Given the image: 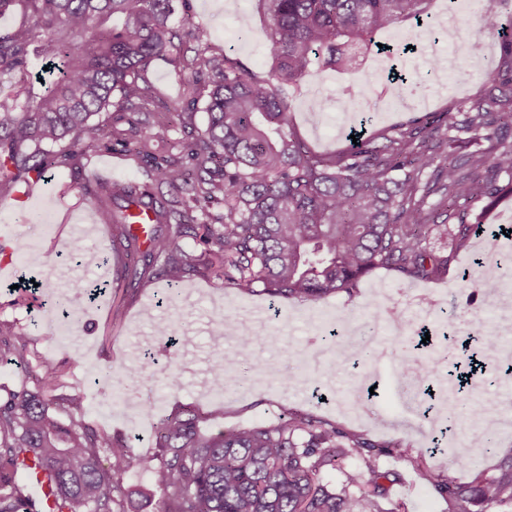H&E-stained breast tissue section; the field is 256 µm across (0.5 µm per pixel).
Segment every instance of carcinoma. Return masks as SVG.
Listing matches in <instances>:
<instances>
[{
  "mask_svg": "<svg viewBox=\"0 0 512 512\" xmlns=\"http://www.w3.org/2000/svg\"><path fill=\"white\" fill-rule=\"evenodd\" d=\"M178 1L0 0V16H23L0 30V196L33 174L81 171L84 149L108 139L144 164L147 181L82 189L119 241L120 259L139 255L128 264L132 279L175 284L202 272L243 292L260 286L300 301L353 289L378 268L438 280L512 197V36L503 39L504 64L483 75L487 91L457 111L426 112L379 139L357 132L349 149L319 153L292 132L278 87L315 66L357 71L381 51L377 33L431 23L429 0H263L273 53L264 79L214 50L205 31L171 26ZM159 56L195 75L164 120L147 108V67ZM410 84L401 71L384 93L401 99ZM372 90L369 79L350 87L345 103ZM159 140L169 141L165 155L155 154ZM140 208L155 218L143 250L131 233ZM468 288L487 300L501 283L476 272ZM218 327L242 358L260 341L231 316ZM343 338L352 359L370 356L363 336ZM28 354L27 333L0 323V361L27 368ZM40 367L34 389L0 398V512H39L28 462L50 479L59 512H128L135 467L152 474L161 512H394L382 500L398 474L378 456L415 453L298 412L206 436L188 407L160 419L153 456L135 458L123 437L86 421L80 395L55 394L61 371L52 361ZM347 459L360 466L344 468ZM336 469L338 492L322 482ZM417 472L448 512L512 504V462L494 475L477 472L469 486L431 467Z\"/></svg>",
  "mask_w": 512,
  "mask_h": 512,
  "instance_id": "1",
  "label": "carcinoma"
}]
</instances>
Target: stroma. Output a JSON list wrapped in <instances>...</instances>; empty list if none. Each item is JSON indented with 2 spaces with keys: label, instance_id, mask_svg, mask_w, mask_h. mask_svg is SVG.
Returning <instances> with one entry per match:
<instances>
[{
  "label": "stroma",
  "instance_id": "stroma-1",
  "mask_svg": "<svg viewBox=\"0 0 512 512\" xmlns=\"http://www.w3.org/2000/svg\"><path fill=\"white\" fill-rule=\"evenodd\" d=\"M469 19L476 55L484 68L502 61V37L498 28L485 26V17L505 19L512 9L502 0H431L433 18H446L449 10ZM174 26L207 31L213 46L236 59L249 73L265 77L272 64L268 36L270 17L263 0H190L172 19ZM438 49L421 44L408 56L394 51L392 63H406L417 77L412 87L411 107L380 102L378 116L365 126L366 133L380 134L407 122L420 112H453L460 100L476 97L486 90L483 70L471 69L466 57H459L452 71L428 74L429 63ZM148 77L156 101L167 108L178 107L182 83L191 79L166 60L151 63ZM351 83L344 71H310L297 85L283 86L282 95L290 105L293 130L312 150L332 153L344 149L347 133L336 129V109L343 91ZM325 105L320 125H313L311 100ZM107 162L109 178L121 184L141 175L133 160L120 147L103 142L86 152L83 176L96 177L97 162ZM70 169H55L31 192L27 203L15 196L0 200V225L12 228L6 251L16 275L66 286L106 285L97 302L84 304L68 329L60 327V313L49 293L27 292L19 304L0 280V320L25 328L35 339L38 358L64 363L61 391L80 394L88 419L97 427L128 439L137 456H149L154 448V425L158 417L193 408L204 415V431L225 428L269 426L291 412L304 413L336 424L346 431L379 442L400 440L416 449L419 462L443 471L458 483L472 481L475 473L491 475L512 458V375L503 371L512 362V264L499 274L507 287L493 301L469 302L461 281L463 270L472 268L476 251L487 239L473 240L468 250L457 254L445 277L432 282L408 281L396 272L377 269L365 276L352 292L304 302L277 301L262 292L245 293L203 275L184 278L176 293H169L165 280L132 283L121 264L107 262L112 251L111 230L97 221L91 199L72 185ZM414 298V314L431 337L420 346L419 336L402 337L400 355L413 354L420 361L443 358L435 367L431 386L442 389L456 380V365L464 358L462 344L483 355L488 370L498 381L488 384L476 375L459 400L437 405L430 416H422L413 391L404 387V373L398 359L388 363L372 359L344 365L335 375L315 370L311 357L322 351L325 362L336 359L335 350L324 347L325 331L336 317L345 316L357 327L390 311L406 308ZM275 306L280 316L270 317L261 329V344L254 347L245 368L250 378L241 386L217 392L210 383L213 368L235 362L234 343L220 336L217 322L224 315L243 309L256 311ZM178 322L182 343L167 346L155 326L166 319ZM497 320L502 331L498 346L486 349L478 333L481 323ZM141 363L143 377L132 382L122 363ZM295 374L292 385L285 375ZM484 405L481 422H472L469 403ZM223 405L222 420L208 419L214 405ZM468 444L472 462H456L454 447ZM416 462V463H419ZM382 467L400 476L391 493L396 512H448L447 503L418 479L415 465L398 451L380 456Z\"/></svg>",
  "mask_w": 512,
  "mask_h": 512
}]
</instances>
